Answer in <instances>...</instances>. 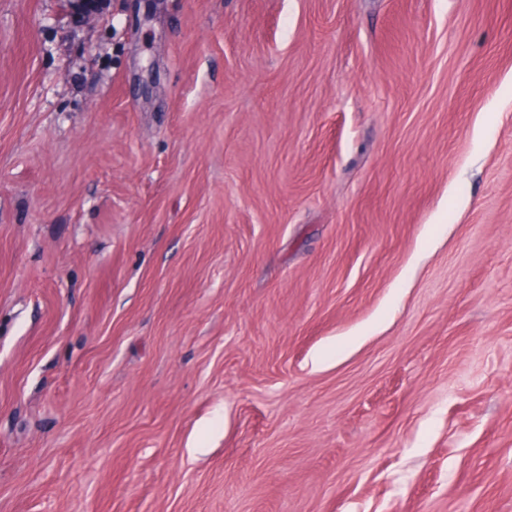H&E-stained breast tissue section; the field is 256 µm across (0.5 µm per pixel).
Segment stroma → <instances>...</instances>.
Masks as SVG:
<instances>
[{
	"instance_id": "35a3bbf8",
	"label": "stroma",
	"mask_w": 512,
	"mask_h": 512,
	"mask_svg": "<svg viewBox=\"0 0 512 512\" xmlns=\"http://www.w3.org/2000/svg\"><path fill=\"white\" fill-rule=\"evenodd\" d=\"M0 512H512V0H0Z\"/></svg>"
}]
</instances>
